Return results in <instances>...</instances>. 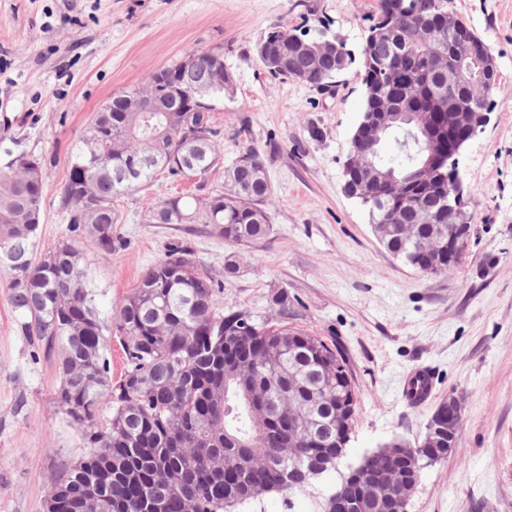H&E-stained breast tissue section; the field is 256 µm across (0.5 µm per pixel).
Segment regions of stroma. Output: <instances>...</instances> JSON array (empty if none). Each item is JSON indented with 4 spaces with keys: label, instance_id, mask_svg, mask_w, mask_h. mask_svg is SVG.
Masks as SVG:
<instances>
[{
    "label": "stroma",
    "instance_id": "obj_1",
    "mask_svg": "<svg viewBox=\"0 0 512 512\" xmlns=\"http://www.w3.org/2000/svg\"><path fill=\"white\" fill-rule=\"evenodd\" d=\"M375 0H0V167L43 156V217L32 257L64 238L59 188L72 147L113 93L138 85L187 53L223 48L233 83L216 119L224 158L260 150L273 187V230L225 243L203 224H148V204L193 191L157 178L123 197L127 246L81 263L98 315L135 288L172 244L187 242L198 264L224 283L236 307L271 314L288 293V324L336 344L359 392L345 463L402 438L420 441L448 396L461 403V436L426 468L407 512H512V0H451L493 55L498 80L491 121L460 158L474 214L455 266L425 275L378 241L365 209L341 189L342 162L362 103L353 64L334 93L263 71L252 46L270 26L312 32L328 25L360 51ZM247 135H239L240 127ZM235 256L240 270L225 278ZM0 270V512H42L54 478L84 454L53 402L52 361L33 359ZM426 366L433 391L419 407L404 379ZM316 489L272 493L235 512H316Z\"/></svg>",
    "mask_w": 512,
    "mask_h": 512
}]
</instances>
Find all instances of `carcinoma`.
I'll return each mask as SVG.
<instances>
[{
	"mask_svg": "<svg viewBox=\"0 0 512 512\" xmlns=\"http://www.w3.org/2000/svg\"><path fill=\"white\" fill-rule=\"evenodd\" d=\"M411 2L377 0L364 41L369 63L362 67L361 111L377 108L384 95L394 111L411 114L407 123L393 122L388 136L387 168L398 177L425 156L419 125L471 103V83L448 85L442 63L455 50L444 35L448 0H420V12ZM265 36L264 53L253 54L267 72L331 88L329 60L296 44V30L273 25ZM214 52H195L194 65L172 61L96 112L72 149L60 187L65 239L39 261L31 254L41 224L44 162L21 156L0 169V267L10 274L8 301L20 335L54 360V403L76 429L80 447L92 449L56 477L44 512H141L149 502L164 504L165 512H233L232 489L243 503L304 490L289 485L288 470L305 465L274 454L288 408L313 413L321 425L329 418L325 409H337L347 426L355 424L356 392L340 351L250 309L224 305V283L198 267L186 244L151 265L115 303L111 325L95 309L79 246L109 254L123 249L116 202L159 174L192 179L207 196L152 203L147 224H207L232 244L261 240L272 230L265 203L273 189L260 151L249 147L224 164L215 112L228 74L210 60ZM184 89L205 94L185 107L178 95ZM397 213L402 223L416 225V235L406 242L391 232L385 245L391 253L409 252L448 226L427 187L374 208L370 222ZM107 330L122 337L126 358L115 379ZM106 409L111 416H103ZM338 436L334 429L309 445L299 433L294 447L329 452ZM416 456L410 448L384 449L351 492L368 494L376 478L394 469L419 483ZM238 458L248 466L228 482L224 463ZM185 483L196 486L190 500L180 493Z\"/></svg>",
	"mask_w": 512,
	"mask_h": 512,
	"instance_id": "obj_1",
	"label": "carcinoma"
}]
</instances>
